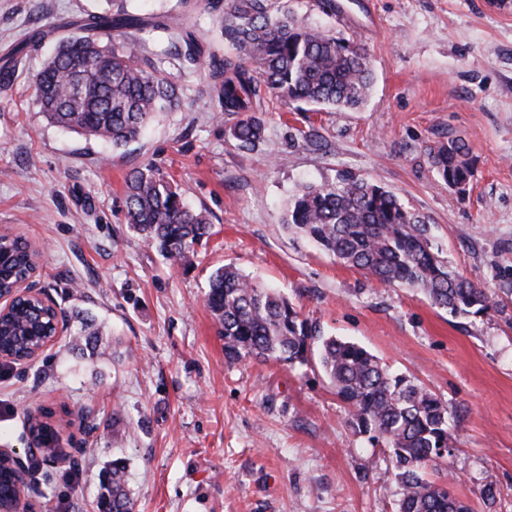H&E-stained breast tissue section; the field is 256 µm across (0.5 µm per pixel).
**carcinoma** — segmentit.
<instances>
[{
	"label": "carcinoma",
	"instance_id": "obj_1",
	"mask_svg": "<svg viewBox=\"0 0 512 512\" xmlns=\"http://www.w3.org/2000/svg\"><path fill=\"white\" fill-rule=\"evenodd\" d=\"M107 8L40 29L32 39L55 41V52L33 75L39 112L52 125L114 148L124 147L179 103V86L155 63L140 60L144 36L181 32L184 55L208 70L221 111L238 120L229 135L241 149L264 137L256 117L264 96L337 111L362 107L374 83L366 49L323 26L298 24L288 0H215L224 40L233 54L206 48L189 22L197 0H180L181 11L144 12L129 0H103ZM28 40L0 58V85L15 80ZM432 166L448 187L468 185L474 170L469 148L450 138L429 149ZM125 220L168 260L188 258L210 235L207 213L189 207L179 187L147 164L126 179ZM286 223L306 234L336 262L389 286L421 290L432 304L454 314L483 316L496 302L484 288L457 273L435 249L430 225L376 182L342 172L333 180L303 185L288 207ZM32 270L27 245L0 236V289L9 290ZM206 305L224 337L228 361L255 358L319 364L346 405L349 424L391 451V478L401 486L399 512H471L470 505L423 472L447 460L453 449L448 405L404 374L389 372L362 345L320 334L298 306L230 265L210 278ZM56 312L18 305L0 319V346L15 352L41 345L55 332ZM37 444L55 442L47 421H30ZM104 512H131L125 466L112 462Z\"/></svg>",
	"mask_w": 512,
	"mask_h": 512
}]
</instances>
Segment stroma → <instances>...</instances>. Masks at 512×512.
<instances>
[{"label": "stroma", "mask_w": 512, "mask_h": 512, "mask_svg": "<svg viewBox=\"0 0 512 512\" xmlns=\"http://www.w3.org/2000/svg\"><path fill=\"white\" fill-rule=\"evenodd\" d=\"M363 2L342 27L315 0L291 6L302 24L340 27L369 51L366 104L325 112L265 99L264 139L249 151L229 137L237 114L221 112L203 67L184 60L173 36L144 37L136 53L177 82L179 104L119 149L39 112L28 76L53 43L28 49L15 82L0 87V231L44 245L35 287L83 311L99 335L92 355L67 329L34 361L0 364V448L24 451L33 512H100L101 479L118 458L133 512H398L389 450L354 433L318 360L225 359L205 298L228 264L287 295L323 335L358 342L445 401L455 452L428 479L473 512H512V5ZM99 5L0 0V55ZM451 135L474 163L463 194L428 159ZM147 164L210 214L208 241L182 263L124 220L126 177ZM341 171L425 215L435 247L496 309L451 314L287 231L299 187ZM38 406L62 428L57 456L25 451L26 416ZM487 472L491 505L480 493Z\"/></svg>", "instance_id": "35a3bbf8"}]
</instances>
